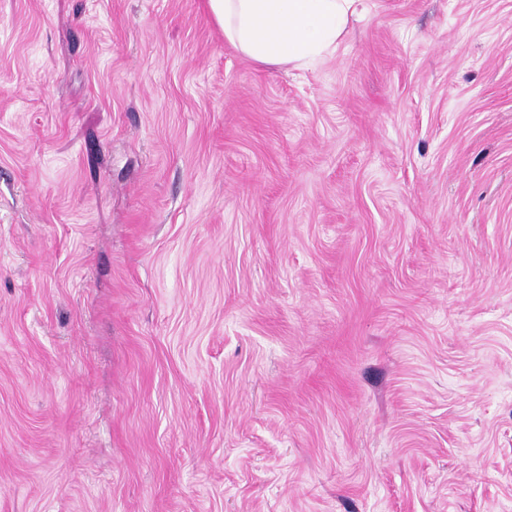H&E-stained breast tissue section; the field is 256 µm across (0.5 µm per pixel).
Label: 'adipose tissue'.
Here are the masks:
<instances>
[{
	"mask_svg": "<svg viewBox=\"0 0 512 512\" xmlns=\"http://www.w3.org/2000/svg\"><path fill=\"white\" fill-rule=\"evenodd\" d=\"M359 0H208L225 39L268 65L301 67L333 53Z\"/></svg>",
	"mask_w": 512,
	"mask_h": 512,
	"instance_id": "adipose-tissue-1",
	"label": "adipose tissue"
}]
</instances>
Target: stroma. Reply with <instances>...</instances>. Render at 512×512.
Here are the masks:
<instances>
[{
	"label": "stroma",
	"mask_w": 512,
	"mask_h": 512,
	"mask_svg": "<svg viewBox=\"0 0 512 512\" xmlns=\"http://www.w3.org/2000/svg\"><path fill=\"white\" fill-rule=\"evenodd\" d=\"M0 512H512V0H0ZM224 38L268 65L301 67L333 53L360 0H207Z\"/></svg>",
	"instance_id": "stroma-1"
}]
</instances>
